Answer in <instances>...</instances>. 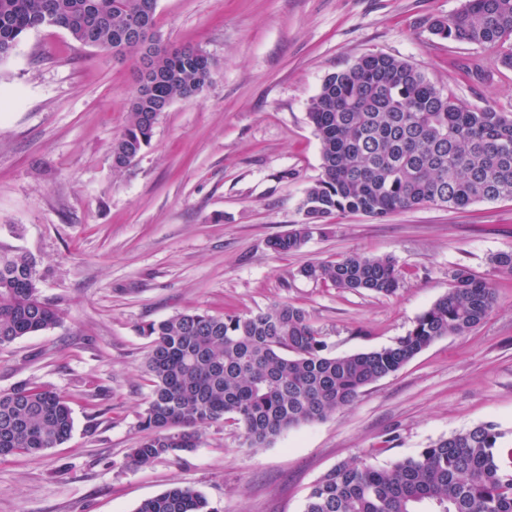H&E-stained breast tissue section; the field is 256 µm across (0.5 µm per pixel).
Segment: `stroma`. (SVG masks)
Returning <instances> with one entry per match:
<instances>
[{
  "label": "stroma",
  "mask_w": 512,
  "mask_h": 512,
  "mask_svg": "<svg viewBox=\"0 0 512 512\" xmlns=\"http://www.w3.org/2000/svg\"><path fill=\"white\" fill-rule=\"evenodd\" d=\"M464 0H158L156 28L215 61L197 96L175 99L149 146L114 168L135 88L130 63L44 27L0 61V249L36 263L62 322L0 348V390L35 379L71 401L74 427L38 456L0 460V512H135L174 485L219 512H303L314 482L349 461L384 466L486 422L512 431V202L419 206L382 219L338 214L298 252L268 241L300 224L320 174L308 119L329 74L370 53L409 61L470 107L512 112L499 48L433 34ZM392 256L390 296L300 276L310 262ZM469 268L497 287L470 333L448 335L325 420L242 448L207 426L179 457L132 468L150 388L139 328L189 310L301 307L333 354L389 345Z\"/></svg>",
  "instance_id": "1"
}]
</instances>
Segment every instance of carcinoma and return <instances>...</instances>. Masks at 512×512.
<instances>
[{
    "label": "carcinoma",
    "instance_id": "cac0c4a2",
    "mask_svg": "<svg viewBox=\"0 0 512 512\" xmlns=\"http://www.w3.org/2000/svg\"><path fill=\"white\" fill-rule=\"evenodd\" d=\"M145 0H0V61L30 31L55 27L83 46L128 59L156 73L132 93L129 123L112 144L115 167L147 147L160 114L176 98L203 91L213 61L197 48L119 37ZM430 29L446 39L500 46L512 68V0H465ZM308 118L320 143L321 175L307 189L298 228L269 241L277 254L299 251L315 226L336 213L384 218L416 206L465 209L512 201V112L467 107L416 66L367 54L328 75ZM299 275L337 288L394 294L400 283L390 256L351 254L308 263ZM495 286L460 267L448 292L387 346L336 355L306 312L287 303L249 315L192 310L140 328L149 338L151 386L140 438L128 463L143 467L199 446L215 422L237 425L243 445L266 448L288 429L321 421L356 402L365 388L397 373L436 340L482 323ZM60 304L42 297L34 260L0 252V347L57 325ZM73 430L68 398L27 381L0 391V459L39 455ZM505 433L494 422L440 439L387 466L342 462L306 496L304 512H512V452L494 449ZM135 512H220L200 492L175 485L143 500Z\"/></svg>",
    "mask_w": 512,
    "mask_h": 512
}]
</instances>
